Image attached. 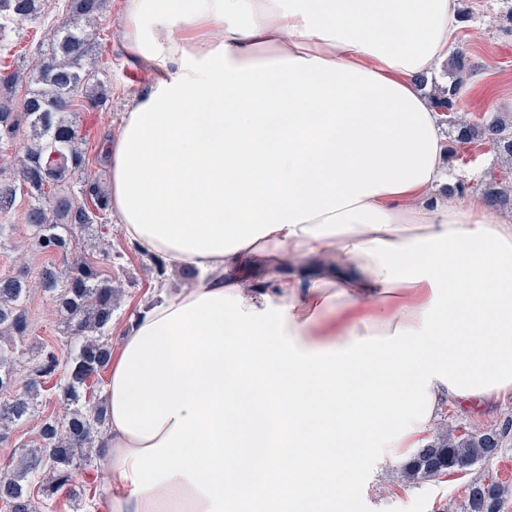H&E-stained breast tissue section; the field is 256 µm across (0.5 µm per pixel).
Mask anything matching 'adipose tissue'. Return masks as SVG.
<instances>
[{
    "label": "adipose tissue",
    "mask_w": 512,
    "mask_h": 512,
    "mask_svg": "<svg viewBox=\"0 0 512 512\" xmlns=\"http://www.w3.org/2000/svg\"><path fill=\"white\" fill-rule=\"evenodd\" d=\"M457 0H127L112 214L189 287L106 385L103 512H346L446 401L512 397V223L448 193Z\"/></svg>",
    "instance_id": "ef3b65f1"
}]
</instances>
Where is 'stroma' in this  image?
Listing matches in <instances>:
<instances>
[{"label":"stroma","instance_id":"stroma-1","mask_svg":"<svg viewBox=\"0 0 512 512\" xmlns=\"http://www.w3.org/2000/svg\"><path fill=\"white\" fill-rule=\"evenodd\" d=\"M126 0H112L109 12L101 19L93 36V48L86 67L98 70L108 92L102 107L77 108L75 125L87 141V167L66 184V192L79 193L83 182L90 181L101 192L109 190V170L105 149L108 137L120 126L123 112L147 89L152 76L139 68L124 50L122 17ZM459 11L468 19L462 22L459 48L472 64V90L462 96L459 110L474 122L494 118L512 120V0H458ZM67 16L65 0H45V12L38 20L0 33V56L14 70L29 72L39 53L46 48L47 32ZM451 186L465 185L467 199L481 201L488 178L505 180L503 158L492 146L471 148L450 158ZM28 200L18 194L12 209L0 211V278L28 266L38 274L51 264V256L26 250L30 229L25 222ZM104 238L110 245L112 261L102 272L111 277L116 288L112 309L110 345H118L123 331L138 308L158 300L160 295L189 286L197 272L188 267L169 266L160 257L140 251L124 236L120 225L107 223ZM27 307L34 322V333L67 355L71 342L60 316L53 312V301L33 291ZM441 421L455 432L494 429L503 435L500 455L489 462L477 463L461 474H447L417 484L401 478V466L383 464L354 483L348 493V512H464V489L475 480H498L512 484V399L480 408L464 404L446 407Z\"/></svg>","mask_w":512,"mask_h":512}]
</instances>
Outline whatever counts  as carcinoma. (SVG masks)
I'll use <instances>...</instances> for the list:
<instances>
[{
    "mask_svg": "<svg viewBox=\"0 0 512 512\" xmlns=\"http://www.w3.org/2000/svg\"><path fill=\"white\" fill-rule=\"evenodd\" d=\"M110 0H70L72 18L50 33V47L40 54L30 75L31 87L19 103L0 96V141L12 140L27 130L29 144L13 158L11 168L30 198L25 220L30 224V247L38 253L63 257V265L44 268L37 287L51 295L63 316L74 351L60 361L49 345L36 340L26 307L31 288L29 271L0 279V392L13 397L0 403V443L13 429L40 415L50 396L66 402L62 419L42 418L38 442L22 449L19 456L0 464V507L5 512H54L64 495L74 512H91L92 496L72 487L73 470L81 462L104 455L106 419L96 401V385L107 366L111 348L107 342L112 327L115 288L102 276L104 249L88 251L75 242L73 230L98 223L106 202L93 184L83 195L93 207L61 191L50 192L84 170L85 155L69 115L75 107L102 105L105 96L96 91L99 72L86 69L82 61L91 50L92 32L108 11ZM42 0H0V29L39 19ZM450 81L434 92L436 108L448 115L459 144H488L512 161V124L504 120L471 122L456 116L460 92L470 75L467 54L457 50L448 67ZM483 197L492 208L512 209V185L490 182ZM35 352L28 373L17 371L18 357ZM501 450L493 430H474L453 435L443 430L404 464L401 474L409 483L437 478L461 462L475 464L495 459ZM512 493L504 483L473 481L466 488L467 512H499L502 500Z\"/></svg>",
    "mask_w": 512,
    "mask_h": 512,
    "instance_id": "1",
    "label": "carcinoma"
}]
</instances>
